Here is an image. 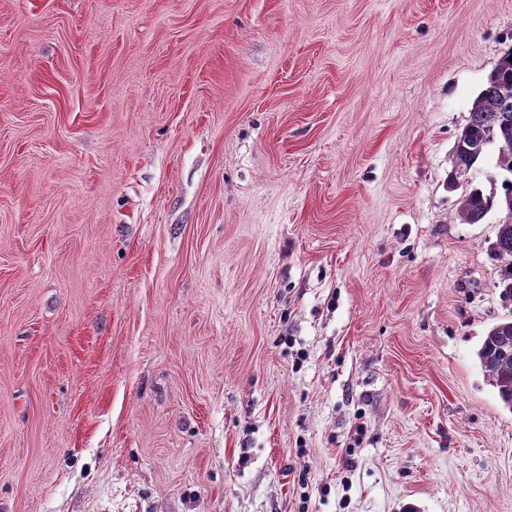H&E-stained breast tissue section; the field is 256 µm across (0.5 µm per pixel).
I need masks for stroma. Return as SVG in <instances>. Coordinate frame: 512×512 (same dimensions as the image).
I'll return each instance as SVG.
<instances>
[{
    "mask_svg": "<svg viewBox=\"0 0 512 512\" xmlns=\"http://www.w3.org/2000/svg\"><path fill=\"white\" fill-rule=\"evenodd\" d=\"M512 0H0V512H512V318L457 134ZM478 359L497 388L500 400L512 408V319L502 320L489 329Z\"/></svg>",
    "mask_w": 512,
    "mask_h": 512,
    "instance_id": "obj_1",
    "label": "stroma"
}]
</instances>
